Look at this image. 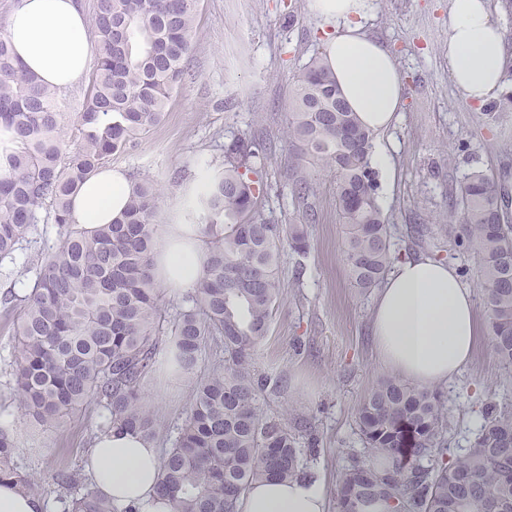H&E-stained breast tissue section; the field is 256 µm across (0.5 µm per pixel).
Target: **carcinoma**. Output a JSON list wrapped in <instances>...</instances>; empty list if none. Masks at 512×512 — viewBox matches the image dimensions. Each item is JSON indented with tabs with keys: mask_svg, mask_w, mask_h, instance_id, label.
Returning <instances> with one entry per match:
<instances>
[{
	"mask_svg": "<svg viewBox=\"0 0 512 512\" xmlns=\"http://www.w3.org/2000/svg\"><path fill=\"white\" fill-rule=\"evenodd\" d=\"M197 0H95L91 28L97 65L78 112L81 141L71 143L59 89L20 69L0 34V264L29 242L46 213L59 243L41 257L19 301L14 390L42 425L60 422L94 400L109 425L157 434L141 394L159 363L165 315L151 272L159 243V192L130 181L128 202L110 224L70 222L73 197L112 155L135 147L159 124L182 82L192 46ZM288 142L315 169L335 176L336 209L347 225L344 254L354 286L378 287L393 263L391 227L378 201L373 136L341 97L323 60L296 77ZM197 207L209 224L201 275L169 331L170 363L191 374L210 339L224 342V366L197 381L190 413L162 459L159 491L173 512H236L240 495L267 478L301 475L297 429L269 420L259 401L252 350L267 336L280 298L279 259L287 246L308 248L306 224H273L259 211L252 179L265 153L238 139ZM295 192L314 194L301 168ZM488 175H466L448 206L460 226L454 241L482 263L480 283L493 347L512 365V224ZM357 424L370 464L351 454L336 488V512H512V406L492 402L465 453L451 448L442 394L384 377L367 393ZM12 435L0 430V480L40 497L44 487L14 464ZM63 512H118L111 501L61 471Z\"/></svg>",
	"mask_w": 512,
	"mask_h": 512,
	"instance_id": "cac0c4a2",
	"label": "carcinoma"
}]
</instances>
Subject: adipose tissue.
<instances>
[{
  "mask_svg": "<svg viewBox=\"0 0 512 512\" xmlns=\"http://www.w3.org/2000/svg\"><path fill=\"white\" fill-rule=\"evenodd\" d=\"M372 0H312L328 25L324 61L338 89L370 132L386 134L403 103V83L391 52L365 29ZM15 55L44 82L67 88L84 75L89 51L86 22L75 0H18L7 19ZM512 50L502 35L492 0H449L448 71L459 96L470 104L498 99L506 88ZM124 171L107 167L91 176L73 199L72 219L108 224L127 201ZM203 227L171 224L154 253L152 272L166 287H192L201 274ZM371 333L380 361L403 379L434 388L451 383L470 364L480 326L475 293L455 265L424 253L394 260L380 285ZM160 451L138 432L112 426L99 431L84 456V470L116 506L173 512L161 499ZM237 512H327L316 478L265 480L241 496Z\"/></svg>",
  "mask_w": 512,
  "mask_h": 512,
  "instance_id": "1",
  "label": "adipose tissue"
}]
</instances>
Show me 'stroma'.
<instances>
[{"mask_svg": "<svg viewBox=\"0 0 512 512\" xmlns=\"http://www.w3.org/2000/svg\"><path fill=\"white\" fill-rule=\"evenodd\" d=\"M449 0H373L367 30L395 56L404 83L403 107L385 139L394 146L395 182L379 185L378 204L393 227L394 254L423 252L453 263L471 288H478L477 258L454 247L443 228L448 200L474 170L506 185L503 210L512 217V112L497 102L471 105L460 99L448 72ZM196 36L188 70L167 106V117L140 136L137 145L112 155L110 165L128 177L152 181L160 193L161 224H184L209 176L221 168L228 146L253 137L267 148L257 178L263 216L275 224L301 221L288 173L302 159L286 134L297 74L321 55L327 26L310 0H198ZM309 251L281 255L282 294L268 335L253 351L258 374L270 377L262 405L267 416L302 417L310 425L301 438V462L320 478L327 500L360 448L357 412L366 392L386 369L377 361L371 336L374 293L353 287L343 253L346 226L330 174L315 171ZM414 224L432 232L425 241L410 234ZM56 224L40 225L35 242L0 267V299L28 294L39 255L55 247ZM17 310L0 303V429L18 441L14 463L40 479L47 512H60L55 475L82 469L84 454L107 413L88 404L59 423L29 420L14 391L11 365L18 340ZM162 362L141 383L158 424L162 449L173 446L189 411L197 374L224 361V346L211 341L196 374L183 375ZM443 394L451 415L452 445L468 448L483 410L494 396L512 403V368L502 365L489 337H482L471 365Z\"/></svg>", "mask_w": 512, "mask_h": 512, "instance_id": "35a3bbf8", "label": "stroma"}]
</instances>
